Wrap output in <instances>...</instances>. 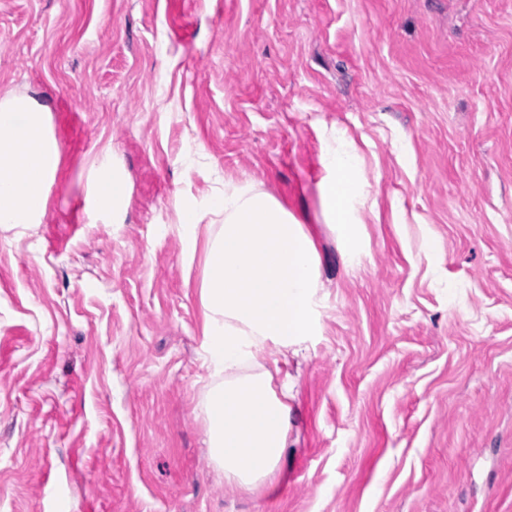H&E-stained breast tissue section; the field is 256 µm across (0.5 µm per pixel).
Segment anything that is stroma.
<instances>
[{
    "label": "stroma",
    "mask_w": 512,
    "mask_h": 512,
    "mask_svg": "<svg viewBox=\"0 0 512 512\" xmlns=\"http://www.w3.org/2000/svg\"><path fill=\"white\" fill-rule=\"evenodd\" d=\"M51 108L39 224L0 227V512H512V0H0V90ZM360 256L324 223L333 136ZM110 148L130 199L93 224ZM255 184L320 256L276 479L204 422L177 205ZM128 197V182L112 165V153L105 148L92 162L87 176L85 206L91 223H122Z\"/></svg>",
    "instance_id": "35a3bbf8"
}]
</instances>
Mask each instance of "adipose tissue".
I'll use <instances>...</instances> for the list:
<instances>
[{
  "instance_id": "obj_1",
  "label": "adipose tissue",
  "mask_w": 512,
  "mask_h": 512,
  "mask_svg": "<svg viewBox=\"0 0 512 512\" xmlns=\"http://www.w3.org/2000/svg\"><path fill=\"white\" fill-rule=\"evenodd\" d=\"M59 164L49 107L26 94H1V226L40 223ZM325 166L321 214L354 259L366 204L355 182L359 158L339 138L328 146ZM128 197L127 180L103 149L87 176L92 222L121 223ZM209 214L220 224L201 244L197 228ZM179 222L187 256L205 254L200 300L213 378L205 405L210 455L228 491L251 494L272 483L287 446L291 409L273 388L270 368L317 330L319 255L303 225L252 184L181 201Z\"/></svg>"
}]
</instances>
